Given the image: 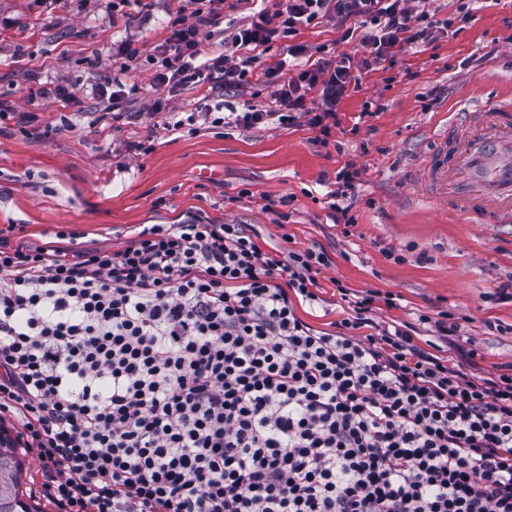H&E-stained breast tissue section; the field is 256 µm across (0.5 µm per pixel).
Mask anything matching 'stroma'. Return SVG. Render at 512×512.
<instances>
[{"instance_id": "1", "label": "stroma", "mask_w": 512, "mask_h": 512, "mask_svg": "<svg viewBox=\"0 0 512 512\" xmlns=\"http://www.w3.org/2000/svg\"><path fill=\"white\" fill-rule=\"evenodd\" d=\"M180 0H152L113 18L112 0H0V226L20 224L24 242H54L58 231L84 247H109L142 224H242L262 250L275 253L313 246L332 264L319 275L320 305L298 314L319 329L346 316L350 297L391 294L395 307L377 309L384 322H415L447 311L460 328L449 338L420 329L418 345L435 341L471 376L503 373L512 364V300L495 299L512 283V224L462 220L447 199L428 197L422 167L436 134L463 104L478 108L512 99V0H433L447 36L404 48L394 68L362 76L343 99L327 143L305 124L283 127H215L200 113L206 105L245 110L267 103L271 87L242 88L215 78L156 89L147 56L167 44ZM473 17L461 24L459 11ZM238 0L221 10L211 56L230 50L238 28L261 9ZM335 20L277 38L253 63L255 72L277 67L289 43L313 58L348 53L361 59V38L340 42ZM133 43L139 58L122 54ZM61 84L69 101L48 90ZM122 85L108 100L91 86ZM164 98L192 131L155 130L149 105ZM154 136L142 153L136 143ZM360 176L342 236L326 203L345 163ZM275 203L265 209L264 196ZM287 221H280L279 213Z\"/></svg>"}]
</instances>
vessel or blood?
Listing matches in <instances>:
<instances>
[{
	"mask_svg": "<svg viewBox=\"0 0 512 512\" xmlns=\"http://www.w3.org/2000/svg\"><path fill=\"white\" fill-rule=\"evenodd\" d=\"M428 179L457 213L512 222V101L459 113L439 135Z\"/></svg>",
	"mask_w": 512,
	"mask_h": 512,
	"instance_id": "vessel-or-blood-1",
	"label": "vessel or blood"
}]
</instances>
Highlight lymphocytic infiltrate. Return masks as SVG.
<instances>
[{
  "mask_svg": "<svg viewBox=\"0 0 512 512\" xmlns=\"http://www.w3.org/2000/svg\"><path fill=\"white\" fill-rule=\"evenodd\" d=\"M223 0H185L153 81L221 74L322 18L366 30L367 58L313 64L227 127L329 136L353 70L441 32L428 0H284L203 57ZM319 90L321 108L306 96ZM0 228V414L36 449L57 512H512V373L469 377L351 301L334 332L314 304L323 250L262 251L241 224H150L118 248L65 251Z\"/></svg>",
  "mask_w": 512,
  "mask_h": 512,
  "instance_id": "f902f5d3",
  "label": "lymphocytic infiltrate"
}]
</instances>
